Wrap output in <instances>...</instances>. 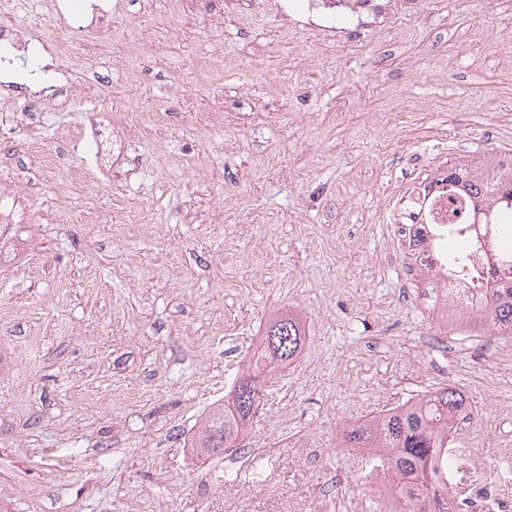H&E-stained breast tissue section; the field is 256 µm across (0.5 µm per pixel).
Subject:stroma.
I'll return each mask as SVG.
<instances>
[{"mask_svg": "<svg viewBox=\"0 0 512 512\" xmlns=\"http://www.w3.org/2000/svg\"><path fill=\"white\" fill-rule=\"evenodd\" d=\"M112 0L110 42L30 67L94 80L43 119L13 73L0 148V512H361L375 487L344 429L451 384L474 417L448 481L467 512H512V335L456 336L411 285L394 212L436 169L512 153V0H404L322 23L309 0ZM139 45L129 69L112 58ZM124 113L110 176L52 133ZM306 342L237 448L197 455L271 317Z\"/></svg>", "mask_w": 512, "mask_h": 512, "instance_id": "obj_1", "label": "stroma"}]
</instances>
